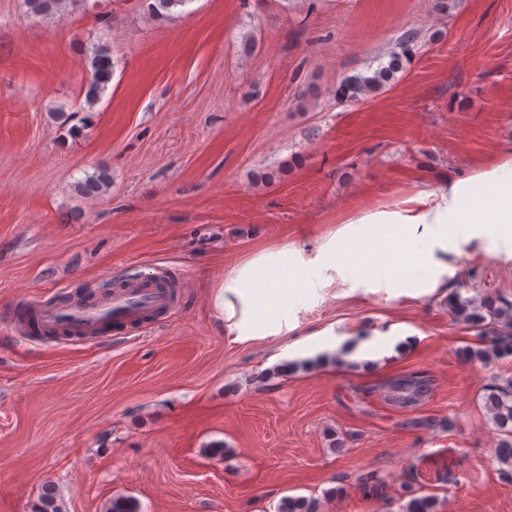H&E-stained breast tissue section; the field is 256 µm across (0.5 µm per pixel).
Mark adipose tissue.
<instances>
[{
    "instance_id": "ef3b65f1",
    "label": "adipose tissue",
    "mask_w": 512,
    "mask_h": 512,
    "mask_svg": "<svg viewBox=\"0 0 512 512\" xmlns=\"http://www.w3.org/2000/svg\"><path fill=\"white\" fill-rule=\"evenodd\" d=\"M428 233L413 240L414 226ZM492 224L512 238V160H493L466 177L442 175L419 207L359 210L340 233L361 241L359 251L337 256L335 240L313 249L262 250L231 267L214 285L212 310L230 336H275L286 330L280 312L300 299L314 273L343 264L366 280L395 281L405 288H439L448 269V227Z\"/></svg>"
}]
</instances>
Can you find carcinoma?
Masks as SVG:
<instances>
[{
    "label": "carcinoma",
    "mask_w": 512,
    "mask_h": 512,
    "mask_svg": "<svg viewBox=\"0 0 512 512\" xmlns=\"http://www.w3.org/2000/svg\"><path fill=\"white\" fill-rule=\"evenodd\" d=\"M80 0H25L28 12L50 18L68 11ZM90 77L85 89L86 104L96 105L112 81V53L106 45L94 48L89 59ZM398 68V58L390 65L376 69L367 76H358L345 84L342 94L352 102H358L386 89ZM111 177L105 172L90 176L77 184L80 194L94 196L106 190ZM451 315L477 331V346L461 350L464 360L492 361L512 357V299L495 293L480 300L463 298L457 292L448 298ZM423 377L414 375L395 384L403 403H411L420 394ZM486 407L491 414L497 432V445L493 449L494 460L499 465L502 480L512 482V378L494 380L485 389ZM400 512H438L439 501L432 494H418L406 486L402 490ZM35 512H63L57 490L47 484L42 488ZM106 512H140V505L133 497L120 496L112 499ZM278 512H317L315 500L288 496L281 500Z\"/></svg>",
    "instance_id": "obj_1"
}]
</instances>
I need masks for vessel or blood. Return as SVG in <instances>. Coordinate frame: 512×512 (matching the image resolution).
<instances>
[{
  "instance_id": "obj_1",
  "label": "vessel or blood",
  "mask_w": 512,
  "mask_h": 512,
  "mask_svg": "<svg viewBox=\"0 0 512 512\" xmlns=\"http://www.w3.org/2000/svg\"><path fill=\"white\" fill-rule=\"evenodd\" d=\"M168 284L130 280L99 300L68 296L37 307L18 306L14 314L23 323H35L40 333H54L68 340L104 338L108 333L125 334L147 328L153 317L165 314L174 305Z\"/></svg>"
}]
</instances>
